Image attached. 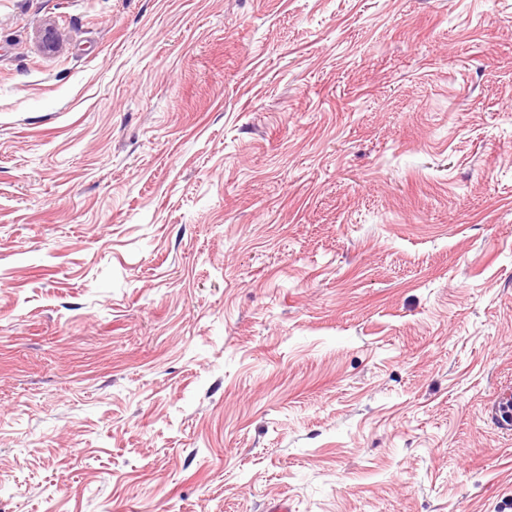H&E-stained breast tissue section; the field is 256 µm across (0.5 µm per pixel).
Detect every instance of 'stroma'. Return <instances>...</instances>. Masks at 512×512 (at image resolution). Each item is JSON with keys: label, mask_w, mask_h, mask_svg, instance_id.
Returning a JSON list of instances; mask_svg holds the SVG:
<instances>
[{"label": "stroma", "mask_w": 512, "mask_h": 512, "mask_svg": "<svg viewBox=\"0 0 512 512\" xmlns=\"http://www.w3.org/2000/svg\"><path fill=\"white\" fill-rule=\"evenodd\" d=\"M512 0H0V512H512Z\"/></svg>", "instance_id": "35a3bbf8"}]
</instances>
